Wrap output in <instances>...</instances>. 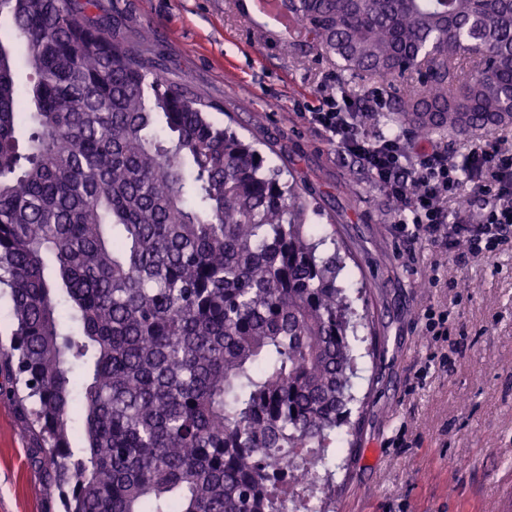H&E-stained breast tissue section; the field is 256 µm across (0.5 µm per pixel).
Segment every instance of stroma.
Instances as JSON below:
<instances>
[{
  "label": "stroma",
  "mask_w": 512,
  "mask_h": 512,
  "mask_svg": "<svg viewBox=\"0 0 512 512\" xmlns=\"http://www.w3.org/2000/svg\"><path fill=\"white\" fill-rule=\"evenodd\" d=\"M95 21L120 18L146 39L166 83L214 104L223 120L291 174L312 210L308 230L351 252L342 284L368 312L378 343L360 362L352 410L360 446L336 476L331 512H506L512 502V256L459 265L398 233L390 199L360 163L312 125L308 107L344 82L379 96L389 129L395 92L349 78L334 60L287 53L239 0H98ZM440 262L445 284L431 286ZM448 334L424 335L427 307ZM38 448L0 369V512H62Z\"/></svg>",
  "instance_id": "stroma-1"
}]
</instances>
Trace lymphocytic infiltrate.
<instances>
[{
	"label": "lymphocytic infiltrate",
	"mask_w": 512,
	"mask_h": 512,
	"mask_svg": "<svg viewBox=\"0 0 512 512\" xmlns=\"http://www.w3.org/2000/svg\"><path fill=\"white\" fill-rule=\"evenodd\" d=\"M379 107L376 99L346 102L329 94L309 118L396 201L394 225L411 240L441 247L459 264L482 253L512 250V154L477 144L467 163L459 165L436 143L415 151L401 135L372 137L366 122ZM465 182L471 185L462 206L465 216L449 221L442 201Z\"/></svg>",
	"instance_id": "lymphocytic-infiltrate-1"
}]
</instances>
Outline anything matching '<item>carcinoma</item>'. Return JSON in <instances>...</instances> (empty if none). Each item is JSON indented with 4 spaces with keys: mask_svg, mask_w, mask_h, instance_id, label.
Wrapping results in <instances>:
<instances>
[{
    "mask_svg": "<svg viewBox=\"0 0 512 512\" xmlns=\"http://www.w3.org/2000/svg\"><path fill=\"white\" fill-rule=\"evenodd\" d=\"M286 51L392 86L428 136L512 125V0H283ZM97 0H0V297L65 512H285L331 490L358 332L294 180L159 79ZM28 129L25 142L17 137ZM85 377L77 379V371ZM85 447L75 454L74 423ZM297 474L278 479L286 457Z\"/></svg>",
    "mask_w": 512,
    "mask_h": 512,
    "instance_id": "1",
    "label": "carcinoma"
}]
</instances>
